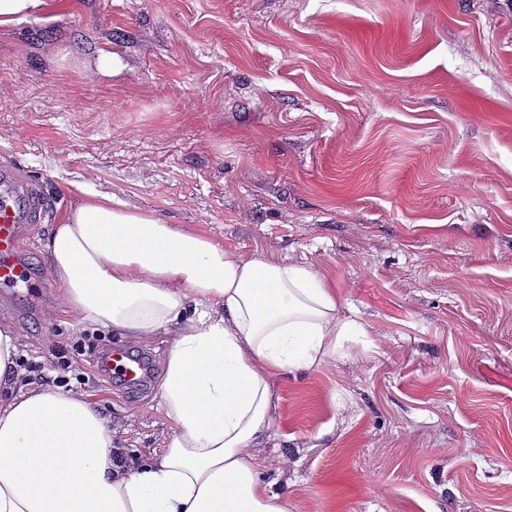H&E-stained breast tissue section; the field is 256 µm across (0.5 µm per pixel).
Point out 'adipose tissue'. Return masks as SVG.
Returning a JSON list of instances; mask_svg holds the SVG:
<instances>
[{"label": "adipose tissue", "mask_w": 512, "mask_h": 512, "mask_svg": "<svg viewBox=\"0 0 512 512\" xmlns=\"http://www.w3.org/2000/svg\"><path fill=\"white\" fill-rule=\"evenodd\" d=\"M75 327L171 339L161 451L117 466L112 422L80 389L24 380L0 330V512H288L254 463L274 378L311 369L355 328L314 271L238 262L209 239L94 193L43 245Z\"/></svg>", "instance_id": "obj_1"}]
</instances>
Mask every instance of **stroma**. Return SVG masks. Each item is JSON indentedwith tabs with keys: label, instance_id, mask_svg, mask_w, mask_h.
<instances>
[{
	"label": "stroma",
	"instance_id": "stroma-1",
	"mask_svg": "<svg viewBox=\"0 0 512 512\" xmlns=\"http://www.w3.org/2000/svg\"><path fill=\"white\" fill-rule=\"evenodd\" d=\"M42 185L34 278L89 191L317 272L356 330L275 381L256 465L288 512H512V0H57L0 26V166ZM62 287L0 297L49 362ZM53 319H46V312ZM151 381L85 390L120 448L175 425Z\"/></svg>",
	"mask_w": 512,
	"mask_h": 512
}]
</instances>
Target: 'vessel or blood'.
<instances>
[{
	"label": "vessel or blood",
	"instance_id": "b4317fda",
	"mask_svg": "<svg viewBox=\"0 0 512 512\" xmlns=\"http://www.w3.org/2000/svg\"><path fill=\"white\" fill-rule=\"evenodd\" d=\"M48 208L36 185L15 172H0V289L30 286L25 264L18 256L27 225L40 222ZM108 365L128 386L135 387L149 374L147 362L115 347L106 352Z\"/></svg>",
	"mask_w": 512,
	"mask_h": 512
}]
</instances>
